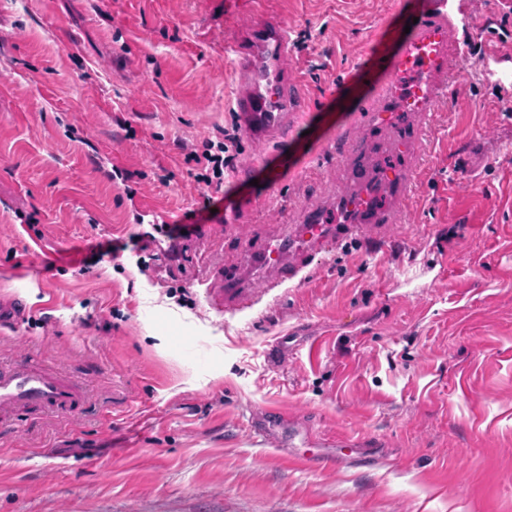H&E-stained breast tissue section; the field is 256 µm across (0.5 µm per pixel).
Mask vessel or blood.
I'll return each instance as SVG.
<instances>
[{"label":"vessel or blood","instance_id":"vessel-or-blood-1","mask_svg":"<svg viewBox=\"0 0 512 512\" xmlns=\"http://www.w3.org/2000/svg\"><path fill=\"white\" fill-rule=\"evenodd\" d=\"M442 2L424 0L417 23L399 39L396 49L388 52V68L375 88L376 93L394 99L397 107L391 112L373 113V125L382 135L377 167L359 170L357 180L366 184L367 189L344 202L347 211L367 216L374 224L381 222L390 208L402 210L409 204L408 188L414 183L416 172L405 164L404 158L416 142L426 139V118L446 102L458 76L455 62L460 42ZM232 49L243 75L234 110L245 130L261 138L284 132L283 113L297 112L302 107L297 88L280 72L288 51L285 26L257 23L233 41ZM323 233L324 227L317 217H310L290 245H267L255 254L254 263L261 269L278 271L280 280L293 279L303 268L306 245L319 241ZM84 397L82 382L64 372L25 362L0 367V424L26 410L72 413ZM287 419V410L269 409L253 417L247 429L280 456L305 468L320 463H359L368 457L361 441L348 437L316 454L296 451L281 435Z\"/></svg>","mask_w":512,"mask_h":512}]
</instances>
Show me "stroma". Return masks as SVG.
I'll use <instances>...</instances> for the list:
<instances>
[{"label":"stroma","mask_w":512,"mask_h":512,"mask_svg":"<svg viewBox=\"0 0 512 512\" xmlns=\"http://www.w3.org/2000/svg\"><path fill=\"white\" fill-rule=\"evenodd\" d=\"M420 0H0V365L81 378L79 414L0 427V512H512V0H447L481 57L435 112L402 223L361 224L269 288L244 259L335 225L370 47ZM288 28L307 111L241 137L223 199L190 154L231 127L225 46ZM237 213L224 220V203ZM241 274L228 302L219 275ZM342 436L368 466L305 469L243 431Z\"/></svg>","instance_id":"stroma-1"}]
</instances>
